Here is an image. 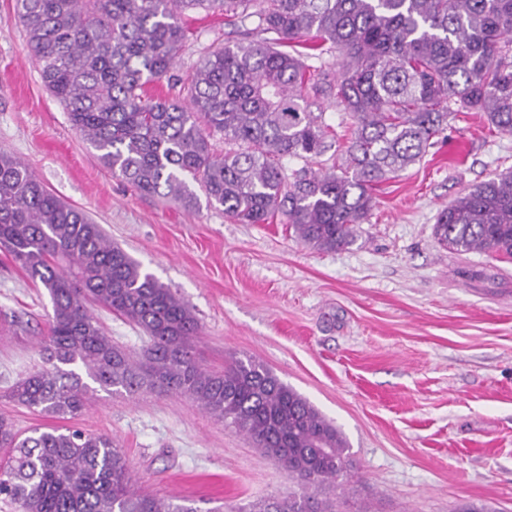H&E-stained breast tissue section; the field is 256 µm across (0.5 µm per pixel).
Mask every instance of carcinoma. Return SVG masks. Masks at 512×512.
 <instances>
[{
	"instance_id": "1",
	"label": "carcinoma",
	"mask_w": 512,
	"mask_h": 512,
	"mask_svg": "<svg viewBox=\"0 0 512 512\" xmlns=\"http://www.w3.org/2000/svg\"><path fill=\"white\" fill-rule=\"evenodd\" d=\"M201 11L224 14L240 39L200 60L183 82L187 102L151 95L176 65L183 18ZM14 14L43 84L113 175L186 210L198 204L193 181L225 216L279 215L320 251L353 241L373 186L419 162L448 120L482 112L512 133V0H14ZM311 93L333 97L353 134L331 167L289 171L284 161L336 145ZM217 134L230 145L222 156ZM433 233L457 252L512 259V172L442 209ZM0 247L52 301L44 367L16 380L13 402L65 419L98 390L187 397L292 482L235 512H338L332 488L351 467L342 432L251 357L201 367L189 305L2 150ZM91 302L147 334L140 354L112 342ZM0 449V496L20 512H198L188 498L134 489L108 436L59 425L25 436L0 417Z\"/></svg>"
}]
</instances>
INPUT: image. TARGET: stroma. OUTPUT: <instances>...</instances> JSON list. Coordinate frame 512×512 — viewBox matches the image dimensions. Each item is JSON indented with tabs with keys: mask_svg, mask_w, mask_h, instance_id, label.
Instances as JSON below:
<instances>
[{
	"mask_svg": "<svg viewBox=\"0 0 512 512\" xmlns=\"http://www.w3.org/2000/svg\"><path fill=\"white\" fill-rule=\"evenodd\" d=\"M13 4L0 0V149L188 303L200 364L252 357L333 421L353 460L355 512H512V261L457 253L432 234L441 209L512 168V134L483 113L458 115L374 190L352 244L317 251L280 221L239 224L203 196L187 211L113 176L43 85ZM185 27L181 79L237 38L218 13L190 14ZM92 311L113 342L142 350L138 327ZM51 313L47 290L0 250V416L23 431L47 419L7 392L40 365ZM70 424L112 437L139 487L198 512L289 487L274 459L184 397L100 391Z\"/></svg>",
	"mask_w": 512,
	"mask_h": 512,
	"instance_id": "35a3bbf8",
	"label": "stroma"
}]
</instances>
